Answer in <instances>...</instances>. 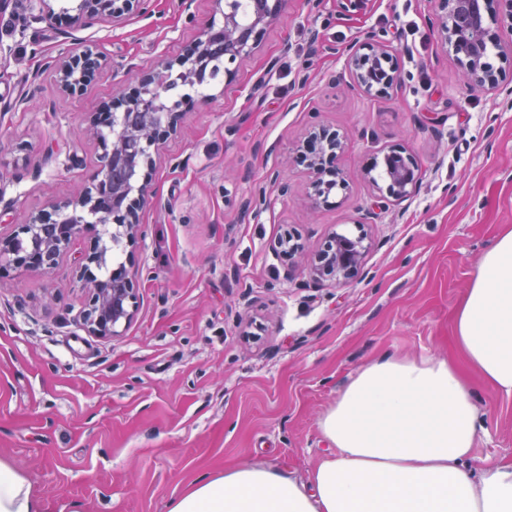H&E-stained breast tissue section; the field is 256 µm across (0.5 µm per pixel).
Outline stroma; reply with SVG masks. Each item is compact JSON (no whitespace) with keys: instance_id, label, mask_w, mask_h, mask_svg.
<instances>
[{"instance_id":"stroma-1","label":"stroma","mask_w":512,"mask_h":512,"mask_svg":"<svg viewBox=\"0 0 512 512\" xmlns=\"http://www.w3.org/2000/svg\"><path fill=\"white\" fill-rule=\"evenodd\" d=\"M178 3L118 26L79 18V0H53L69 23L29 22L27 0L0 6V183L13 202L0 230L89 185L101 149L82 133L88 118L126 88L128 66L178 57L215 10L194 0L189 21ZM433 12L432 0H372L355 16L336 0H285L233 78L196 88L159 148L143 234L121 248L138 271L124 336L80 325L92 232L50 272L0 275V459L22 468L44 512H166L200 475L244 462L307 477L332 452L319 419L361 366L387 351L460 360L455 310L512 227V107L461 80ZM370 30L403 77L386 97L355 86L339 54ZM91 46L108 65L62 92L53 60ZM314 125L344 142L347 188L321 205L296 159ZM392 147L414 157L418 189L369 222L365 167ZM276 174L288 195L270 191L242 217ZM334 231L372 242L350 284H317L274 252L291 232L314 255ZM475 404L473 465L511 462L512 397L479 381Z\"/></svg>"}]
</instances>
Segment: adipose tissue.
Here are the masks:
<instances>
[{
  "label": "adipose tissue",
  "mask_w": 512,
  "mask_h": 512,
  "mask_svg": "<svg viewBox=\"0 0 512 512\" xmlns=\"http://www.w3.org/2000/svg\"><path fill=\"white\" fill-rule=\"evenodd\" d=\"M466 366L512 396V228L480 258L456 310ZM461 366L385 354L323 415L334 446L306 479L236 465L195 481L167 512H512V462L469 468L483 430ZM23 471L0 460V512H42Z\"/></svg>",
  "instance_id": "ef3b65f1"
}]
</instances>
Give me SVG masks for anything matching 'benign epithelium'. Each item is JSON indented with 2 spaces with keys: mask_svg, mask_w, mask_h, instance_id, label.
<instances>
[{
  "mask_svg": "<svg viewBox=\"0 0 512 512\" xmlns=\"http://www.w3.org/2000/svg\"><path fill=\"white\" fill-rule=\"evenodd\" d=\"M29 2L32 22L54 18L52 0ZM281 4L282 0H273L243 27L238 0H217L220 18L209 21L180 57L148 73L128 69L133 93L121 92L104 105V110L112 113L110 128L103 130L94 117L89 121L88 132L102 149L100 167L90 186L76 198L53 204L48 213L29 216L12 233L0 235V274L9 269L49 271L93 222L112 227V244L122 239L135 243L141 230L140 209L149 193V183L140 179L141 172L156 166L159 145L177 133L181 116L183 101L167 96L166 85L173 77L183 85L202 84L221 67L225 75H232L237 63L257 47ZM80 11L120 24L134 15L152 17L155 0H81ZM490 13L512 33V0H436L434 23L460 63L465 80L508 97L512 87L501 83L500 73L486 60V16ZM342 55L345 71L364 92L387 96L398 89L401 77L395 56L376 34L348 46ZM104 60L105 56L93 49L60 60V86L67 92L76 91ZM341 150L339 135L324 128L311 131L300 145L297 158L313 176L311 196L317 203L328 202L335 189L347 188L336 166ZM381 162L385 164L386 186L377 187L379 200L369 212L373 219L378 218L385 197L409 199L419 183L416 162L405 149L388 150ZM276 248L291 263L304 252L303 245L289 235L280 239ZM369 249L362 233L352 237L333 232L311 262V276L317 281L347 284L362 271ZM81 260L80 272L89 284L84 329L104 338L123 335L137 313L130 268L124 262L112 264L108 247L99 237Z\"/></svg>",
  "mask_w": 512,
  "mask_h": 512,
  "instance_id": "benign-epithelium-1",
  "label": "benign epithelium"
}]
</instances>
